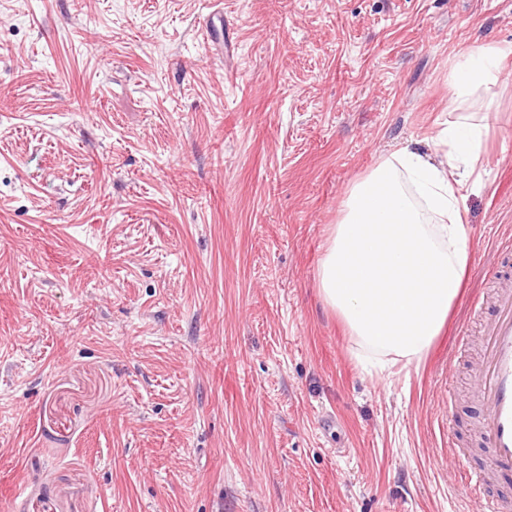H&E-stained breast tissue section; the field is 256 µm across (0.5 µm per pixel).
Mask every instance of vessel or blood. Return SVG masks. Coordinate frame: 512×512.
<instances>
[{"label": "vessel or blood", "instance_id": "vessel-or-blood-1", "mask_svg": "<svg viewBox=\"0 0 512 512\" xmlns=\"http://www.w3.org/2000/svg\"><path fill=\"white\" fill-rule=\"evenodd\" d=\"M483 350L474 372L475 401L485 465L462 469L460 480L475 494L501 479L512 480V287L497 286L483 322Z\"/></svg>", "mask_w": 512, "mask_h": 512}]
</instances>
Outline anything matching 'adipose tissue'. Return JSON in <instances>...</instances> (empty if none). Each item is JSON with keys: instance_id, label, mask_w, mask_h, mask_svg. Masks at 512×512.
<instances>
[{"instance_id": "adipose-tissue-1", "label": "adipose tissue", "mask_w": 512, "mask_h": 512, "mask_svg": "<svg viewBox=\"0 0 512 512\" xmlns=\"http://www.w3.org/2000/svg\"><path fill=\"white\" fill-rule=\"evenodd\" d=\"M510 46H487L451 63L458 118L424 153L403 146L353 183L331 228L319 267L325 303L367 350L413 362L439 336L460 293L469 228L460 218L464 190L484 131L464 110L498 85Z\"/></svg>"}]
</instances>
